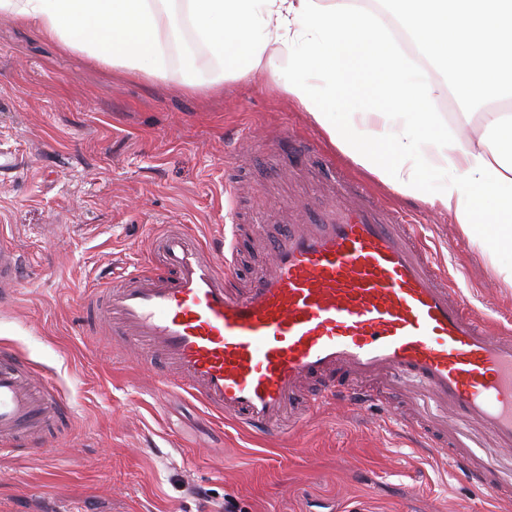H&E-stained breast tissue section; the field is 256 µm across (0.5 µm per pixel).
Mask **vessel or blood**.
<instances>
[{
    "mask_svg": "<svg viewBox=\"0 0 512 512\" xmlns=\"http://www.w3.org/2000/svg\"><path fill=\"white\" fill-rule=\"evenodd\" d=\"M336 199L268 238L272 263L235 286L236 245L183 226L152 236L166 275L137 269L87 308L127 346L162 364L161 381L241 429L292 436L315 409L390 407L395 421L497 498L512 477V328L475 311L414 222L333 168ZM0 247V301L22 276ZM430 408L403 412L412 389ZM63 410L53 385L0 348V453L38 449Z\"/></svg>",
    "mask_w": 512,
    "mask_h": 512,
    "instance_id": "vessel-or-blood-1",
    "label": "vessel or blood"
}]
</instances>
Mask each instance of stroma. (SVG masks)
Instances as JSON below:
<instances>
[{
    "mask_svg": "<svg viewBox=\"0 0 512 512\" xmlns=\"http://www.w3.org/2000/svg\"><path fill=\"white\" fill-rule=\"evenodd\" d=\"M319 157L305 161L283 137ZM345 165L267 72L208 90L104 68L0 14V246L26 274L0 305V345L56 388L67 435L0 455V512H512L421 450L391 413L336 405L292 439H259L207 411L119 336L84 317L92 290L156 268L150 239L182 224L207 242L240 228L237 287L269 266L264 240L301 204L332 201ZM424 226L433 252L478 312L512 319V288L451 217L366 176ZM273 220L256 236V210Z\"/></svg>",
    "mask_w": 512,
    "mask_h": 512,
    "instance_id": "1",
    "label": "stroma"
}]
</instances>
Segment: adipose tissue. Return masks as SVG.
<instances>
[{
	"label": "adipose tissue",
	"mask_w": 512,
	"mask_h": 512,
	"mask_svg": "<svg viewBox=\"0 0 512 512\" xmlns=\"http://www.w3.org/2000/svg\"><path fill=\"white\" fill-rule=\"evenodd\" d=\"M2 12L192 90L266 69L343 157L450 214L512 287V0H0Z\"/></svg>",
	"instance_id": "1"
}]
</instances>
